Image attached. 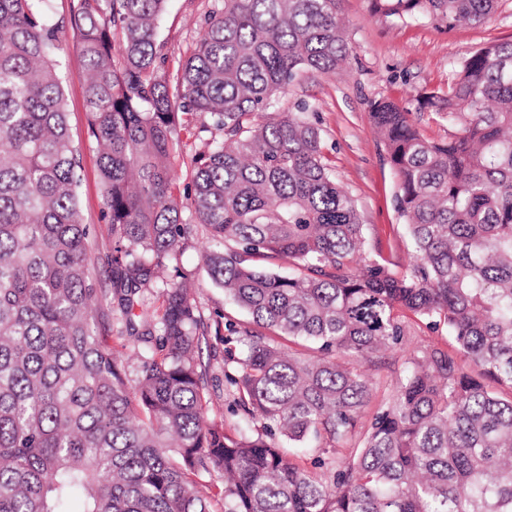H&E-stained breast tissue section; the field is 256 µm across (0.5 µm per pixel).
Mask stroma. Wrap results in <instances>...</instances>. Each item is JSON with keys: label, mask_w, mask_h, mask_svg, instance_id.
I'll list each match as a JSON object with an SVG mask.
<instances>
[{"label": "stroma", "mask_w": 512, "mask_h": 512, "mask_svg": "<svg viewBox=\"0 0 512 512\" xmlns=\"http://www.w3.org/2000/svg\"><path fill=\"white\" fill-rule=\"evenodd\" d=\"M222 0H168L158 29L169 66L189 55L209 11L221 8ZM340 15L346 25L350 56L339 74H316L292 83L280 100L291 109L305 102L315 112L322 129L323 151L336 181L353 197L365 224L368 240L365 255L384 258L397 270L411 261L403 221L395 201L396 178L378 139L370 116L373 101L389 99L404 107L422 138L447 139L453 125L440 114L419 107L418 92L447 86L459 63L480 46L512 39V0H498L494 15L480 25L445 28L430 21L401 22L376 12L372 0H341ZM67 45L62 59L66 108L71 132L81 147V212L90 226L95 256L94 286L99 292L112 288V227L104 220V204L97 169L96 144L87 134L84 90L86 70L71 32H64ZM206 237L203 225H195L183 243L176 262L195 288L210 332L199 356L209 368L206 392L215 412L224 405L225 320L245 321L246 316L224 299L203 265L200 251ZM409 340L405 350L388 353L382 365L370 368L372 397L369 410H376L389 395L400 375L408 350L435 344L449 347L453 339L447 328L431 329L408 318Z\"/></svg>", "instance_id": "1"}]
</instances>
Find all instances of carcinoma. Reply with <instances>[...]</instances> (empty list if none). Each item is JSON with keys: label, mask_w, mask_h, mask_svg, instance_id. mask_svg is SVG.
I'll use <instances>...</instances> for the list:
<instances>
[{"label": "carcinoma", "mask_w": 512, "mask_h": 512, "mask_svg": "<svg viewBox=\"0 0 512 512\" xmlns=\"http://www.w3.org/2000/svg\"><path fill=\"white\" fill-rule=\"evenodd\" d=\"M47 2L0 0V512H512V396L497 391L512 389V40L417 95L458 125L446 140L423 139L393 101L371 105L413 257L395 274L356 262L364 225L317 118L279 106L299 75L346 64L341 0H224L172 70L157 41L166 0H72L61 24ZM496 2L373 0L448 28ZM64 27L88 72L116 348L97 321ZM187 133L210 134L191 157L188 218L172 163ZM192 223L213 283L250 316L224 323L237 335L224 337V402L247 430L211 412L208 324L186 275L165 276ZM405 312L456 347L413 350L365 423V368L403 348Z\"/></svg>", "instance_id": "obj_1"}]
</instances>
